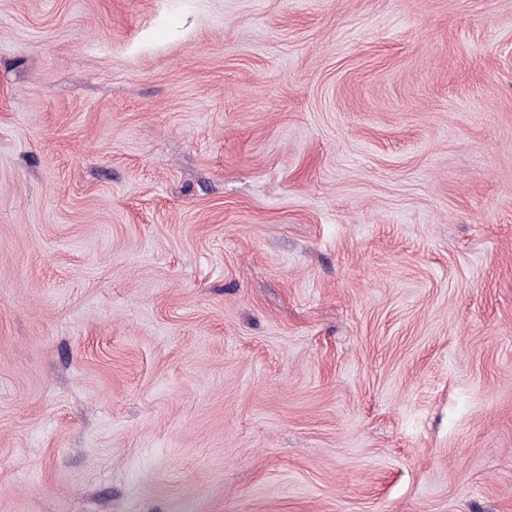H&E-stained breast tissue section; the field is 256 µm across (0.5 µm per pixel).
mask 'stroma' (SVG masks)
Masks as SVG:
<instances>
[{
	"label": "stroma",
	"mask_w": 512,
	"mask_h": 512,
	"mask_svg": "<svg viewBox=\"0 0 512 512\" xmlns=\"http://www.w3.org/2000/svg\"><path fill=\"white\" fill-rule=\"evenodd\" d=\"M0 512H512V0H0Z\"/></svg>",
	"instance_id": "stroma-1"
}]
</instances>
